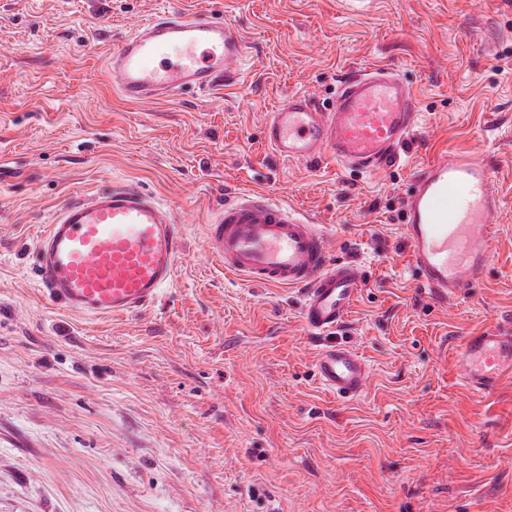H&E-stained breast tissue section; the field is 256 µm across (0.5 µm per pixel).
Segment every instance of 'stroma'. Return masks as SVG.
I'll return each mask as SVG.
<instances>
[{"instance_id": "1", "label": "stroma", "mask_w": 512, "mask_h": 512, "mask_svg": "<svg viewBox=\"0 0 512 512\" xmlns=\"http://www.w3.org/2000/svg\"><path fill=\"white\" fill-rule=\"evenodd\" d=\"M172 0H0V512H512V379L463 384L466 336L512 330V0H192L249 53L238 85L131 105L105 52ZM394 69L420 112L373 174L277 158L261 130L288 95L331 104L353 70ZM465 151L505 205L482 280L435 303L413 275L401 201ZM128 182L182 224L158 305L88 319L35 278L70 198ZM260 190L329 228L361 299L337 334L372 371L337 399L296 289L226 274L204 226Z\"/></svg>"}]
</instances>
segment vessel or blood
I'll return each instance as SVG.
<instances>
[{"instance_id":"obj_1","label":"vessel or blood","mask_w":512,"mask_h":512,"mask_svg":"<svg viewBox=\"0 0 512 512\" xmlns=\"http://www.w3.org/2000/svg\"><path fill=\"white\" fill-rule=\"evenodd\" d=\"M247 44L231 21L187 5L164 10L121 38L106 59L130 104L172 100L239 83ZM417 100L384 66L346 76L330 108L295 93L270 112L266 143L281 159L374 173L391 164L418 126ZM503 198L489 169L468 154L423 165L402 201L401 231L416 280L441 302L464 296L483 277L500 232ZM206 242L227 273L258 286L298 288L302 321L319 341L318 383L339 399L361 396L370 367L336 341L364 288L353 263L331 260L329 232L313 216L259 192L216 207ZM185 248L173 212L122 183L67 202L37 243L36 274L49 298L91 317L153 306L172 284ZM459 363L468 390L482 395L512 377V332L467 337Z\"/></svg>"}]
</instances>
